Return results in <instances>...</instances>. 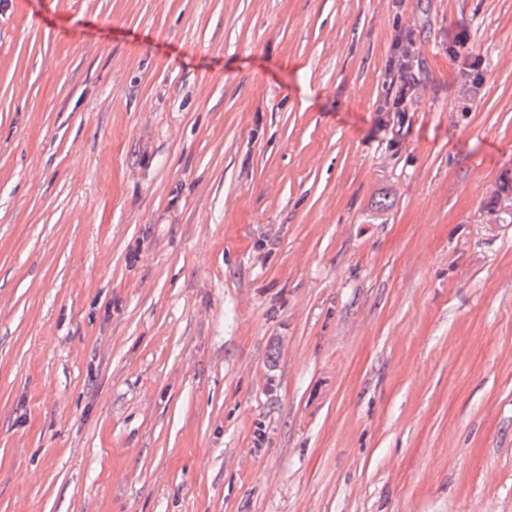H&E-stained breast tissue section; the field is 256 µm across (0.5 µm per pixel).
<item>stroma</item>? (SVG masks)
<instances>
[{
    "mask_svg": "<svg viewBox=\"0 0 512 512\" xmlns=\"http://www.w3.org/2000/svg\"><path fill=\"white\" fill-rule=\"evenodd\" d=\"M505 174L512 0H0V512H512ZM411 69L409 50L407 47L403 51L399 52L396 60L394 59L389 74L392 73L391 83L399 81L401 83V89L399 96L394 101V106L397 109L396 112L400 111L399 107L405 99V90L408 88V71Z\"/></svg>",
    "mask_w": 512,
    "mask_h": 512,
    "instance_id": "obj_1",
    "label": "stroma"
}]
</instances>
